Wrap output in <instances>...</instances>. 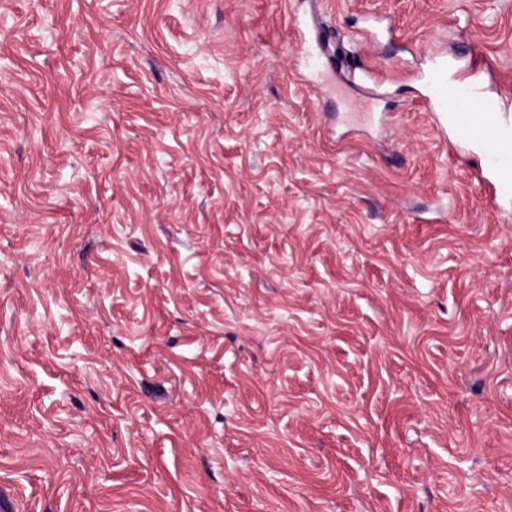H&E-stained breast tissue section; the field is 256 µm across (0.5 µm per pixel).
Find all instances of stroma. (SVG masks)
I'll list each match as a JSON object with an SVG mask.
<instances>
[{
	"label": "stroma",
	"instance_id": "stroma-1",
	"mask_svg": "<svg viewBox=\"0 0 512 512\" xmlns=\"http://www.w3.org/2000/svg\"><path fill=\"white\" fill-rule=\"evenodd\" d=\"M471 48L512 0H0V512H512ZM477 71L464 74L458 82H449L447 63H439L430 75L428 104L432 112H441L443 124L448 112L452 113L454 137L481 144L490 174L497 185L499 180L506 184L510 175L501 162L512 155V139L502 122L509 123L508 113L512 111L502 101L487 97L473 79Z\"/></svg>",
	"mask_w": 512,
	"mask_h": 512
}]
</instances>
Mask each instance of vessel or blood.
Here are the masks:
<instances>
[{
    "instance_id": "vessel-or-blood-1",
    "label": "vessel or blood",
    "mask_w": 512,
    "mask_h": 512,
    "mask_svg": "<svg viewBox=\"0 0 512 512\" xmlns=\"http://www.w3.org/2000/svg\"><path fill=\"white\" fill-rule=\"evenodd\" d=\"M429 89L431 111L452 114L454 137L482 145L494 180L511 179L512 173L503 167L502 160L512 155V138L503 127L504 121L512 117V110L502 101L487 97L472 74L449 81L448 66L443 62L432 71Z\"/></svg>"
}]
</instances>
